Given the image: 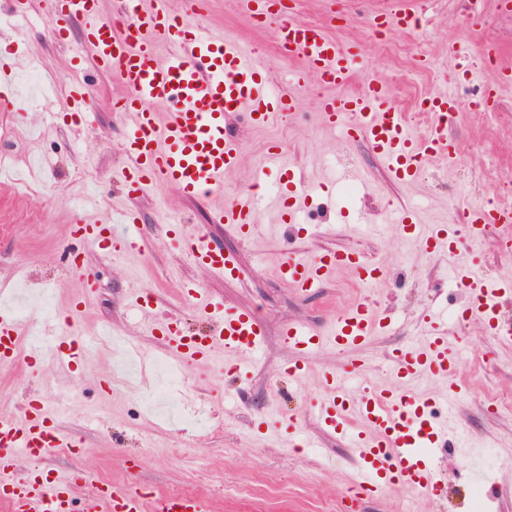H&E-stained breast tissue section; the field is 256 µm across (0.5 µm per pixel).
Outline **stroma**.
Wrapping results in <instances>:
<instances>
[{"label":"stroma","instance_id":"1","mask_svg":"<svg viewBox=\"0 0 512 512\" xmlns=\"http://www.w3.org/2000/svg\"><path fill=\"white\" fill-rule=\"evenodd\" d=\"M395 2L296 0L294 8L297 20L324 24L336 40L355 43L362 66L350 89L377 80L405 109L429 92L450 88L464 100L481 93L483 82L496 83L497 66H489L483 80H474L457 67L450 46L476 48L494 42L504 49V63L512 64V11H503L499 0H430L427 22L420 29L374 33L371 16ZM20 5L36 24L26 29L22 41L11 44L4 58L21 76L28 71V59L38 58L44 92L12 87L21 109L0 112V149L11 152L20 175L42 173L51 191L22 197L12 181L0 180V290L9 296L23 292L35 300L42 287H49L59 317L73 318L79 333L97 342L69 375L26 358L0 366V414L20 416L28 404L38 403L48 408L63 436L79 440L80 451L57 452L43 462L62 475L85 474V481L76 484L79 498L88 494L89 480L101 478L116 485L132 483L146 493L194 492L208 498L212 512H238L232 499L193 482L192 463L199 460L217 476L242 473L257 485L280 482L282 512H321L332 501L348 504L357 456L344 440L323 435L310 409L322 387V372L359 359L372 384L394 385L388 368L392 350L416 338L433 315L466 309L467 294L454 279L447 257L426 254L401 236L389 213L405 209L420 223L445 224L448 204L456 197L478 198L497 181L512 180V84L499 85L497 103L486 117L463 112L449 127L456 146L452 163L428 169L417 182L397 183L365 141L352 139L346 128L329 129L318 122L322 98L335 89L326 85L311 93L296 84L302 64L279 60L273 24L262 25L251 17L246 0H209L197 26L217 39L266 46L261 61L272 90L296 100V117L264 129L253 128L241 115L227 121L241 155L236 169L224 177V195L252 194L261 200L257 232L245 243L233 225L215 223L211 199H189L165 184L149 187L134 199L122 196L125 124L112 102L123 90L113 77L86 67L83 78L93 92L86 125L46 120L73 79L81 25L72 23L70 38L62 44L49 36L47 0H0V13ZM276 144L283 147L295 177L314 189L309 209L296 224L285 223L281 212L268 205L277 171L258 185L252 179ZM355 171L364 176L360 195L338 198L336 178ZM87 195L93 201L85 213L99 224L107 223L115 209H132L144 245L121 264L112 263L98 246L82 245L84 262L99 281L93 300L80 308L81 279L66 253L75 246L70 238L77 218L73 202ZM164 215L185 218L190 228L207 233L213 245L238 262L239 277H217L190 264L170 239L155 233ZM288 246L308 255L354 249L388 269L374 291L381 312L392 321L390 330L347 352L315 351L299 385L282 375L283 365L297 357L282 341L283 325L299 320L322 328L361 300L363 290L352 272L341 268L319 288L297 293L277 273L281 251ZM190 285L216 302L254 310L265 326V344L257 357L245 358L250 377L241 384L211 364H189V396L214 410L220 422L207 434L188 431L170 439L158 428L157 409L138 407L125 384L107 386L117 355L101 334L110 330L127 336L151 358L168 355L161 335L142 330L143 313L130 295L141 292L157 318H178L189 332L199 333L205 321L186 299ZM447 327L449 343L459 341L465 331L476 349L492 355L486 362L463 359L456 366L464 395L448 430L465 432L468 447L450 449L442 461L441 496L391 486L361 495L354 512H472V454L512 442V410L493 415L484 409L496 393L512 392V347L488 336L474 319L463 327L451 320ZM264 411L293 414L320 440V447L295 450L286 437L254 433L252 424Z\"/></svg>","mask_w":512,"mask_h":512}]
</instances>
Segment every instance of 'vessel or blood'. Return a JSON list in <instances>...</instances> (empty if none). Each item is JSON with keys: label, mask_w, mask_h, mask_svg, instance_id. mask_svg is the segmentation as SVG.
Returning a JSON list of instances; mask_svg holds the SVG:
<instances>
[{"label": "vessel or blood", "mask_w": 512, "mask_h": 512, "mask_svg": "<svg viewBox=\"0 0 512 512\" xmlns=\"http://www.w3.org/2000/svg\"><path fill=\"white\" fill-rule=\"evenodd\" d=\"M102 3L56 0L60 21L51 32L56 41H66L68 21H82L87 55L99 71L111 75L124 89L113 108L128 123L124 152L130 165L122 174L125 196L135 198L154 183H167L185 196L217 200L218 219L234 225L241 236L252 237V197H224V176L237 167L240 157V144L227 133L225 121L243 114L254 127L269 126L293 111L292 97L270 94L268 75L254 47L200 33L192 20L197 0H186L187 9L177 18L169 14L166 0H120L117 15L106 14ZM275 25L281 55L300 59L306 66L304 73L296 75V82L309 78L339 88L350 82L360 65L351 45L339 43L319 24L279 18ZM161 40L171 46L164 55L157 50ZM452 53L459 67L471 74L477 73L479 61L492 55L485 47H456ZM87 96L85 85L73 83L59 103V114L84 111ZM417 108L427 120L422 135L412 131L406 113L383 85L370 79L358 93L323 98L318 116L323 126L344 125L364 139L393 180L413 183L431 166L451 159L454 144L448 128L460 105L453 94L435 92L426 94ZM310 195L308 186L287 180L281 185L278 206L295 214L305 208ZM467 220L477 230L492 224L507 229L512 227V206L476 204L470 207ZM397 222L402 234L426 253L456 256L459 246L450 225L425 226L406 214L398 216ZM135 223L128 211L108 224L81 219L72 225L71 235L92 245L110 242V256L118 261L138 246ZM168 234L193 263L213 274L233 275L232 258L213 247L206 234L188 232L180 222L170 224ZM468 254L458 278L470 308L487 334L511 346L512 321L505 319L503 305L512 298V281L483 273L477 243L469 244ZM339 267L351 270L366 285L386 276L381 265L364 261L354 251L305 255L291 248L283 251L278 273L289 287L304 294ZM193 297L197 311L210 323L208 332L188 333L174 318L157 321L141 294H134L133 300L146 313V331L164 336L178 363H224L234 378H242L245 368L240 359L261 350L263 326L250 310L221 305L199 290ZM387 329L377 309L361 303L322 330L288 323L282 339L301 358L288 366L287 374L294 383H301L308 370L305 354L359 347ZM55 335L50 363L58 372H71L83 359L87 341L64 329ZM40 353L39 344L32 342L27 327L14 317L9 302L1 299L0 365ZM459 353L458 347L449 344L446 329L431 322L415 343L391 353L395 387L379 390L362 384L363 371L351 360L342 368L323 371L322 394L312 407L314 419L323 431L347 438L354 449L359 459L352 480L355 489L376 492L402 481L422 494H440L438 463L450 448L448 426L434 416L435 398L420 382L427 377L447 381L444 399L452 401L461 389L454 376ZM65 445L43 408H31L21 417L0 415V512H210L208 500L193 493L150 498L127 486L104 483L78 500L72 478H53L34 469L15 477L20 460L43 459Z\"/></svg>", "instance_id": "b4317fda"}]
</instances>
